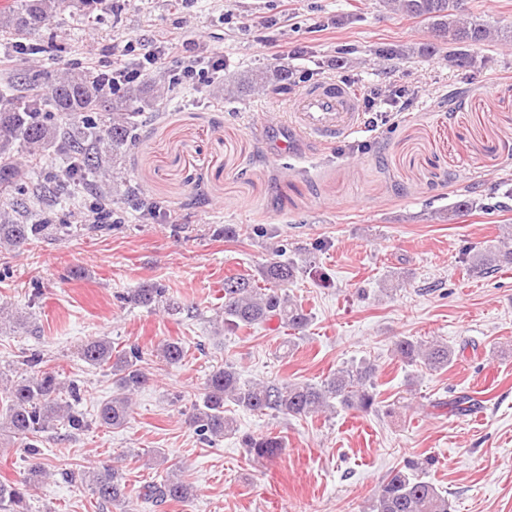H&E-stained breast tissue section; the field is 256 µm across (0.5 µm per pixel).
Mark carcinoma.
Returning a JSON list of instances; mask_svg holds the SVG:
<instances>
[{
  "instance_id": "1",
  "label": "carcinoma",
  "mask_w": 512,
  "mask_h": 512,
  "mask_svg": "<svg viewBox=\"0 0 512 512\" xmlns=\"http://www.w3.org/2000/svg\"><path fill=\"white\" fill-rule=\"evenodd\" d=\"M395 12L426 22L437 37L451 39L448 61L458 67L476 63L471 50L488 42L512 43V29L505 30L488 20H469L459 13L460 0H383ZM59 0H14L5 11L6 23L17 32H27L51 24ZM140 113L128 110L112 100V91L95 75L79 70L63 74L47 71L40 83L6 82L0 84V196L18 215L35 205L30 196L33 176L29 168L17 163L15 152L62 153L70 159L69 170L60 181L42 179L44 191L69 198L79 192L97 191L95 178L111 172L123 153L136 144ZM103 206L129 205L146 208L131 188L115 189L111 198H95ZM51 228L49 224H0V245L20 249ZM503 265H512V241L492 250H478L469 256L468 270L487 274ZM300 267L293 262L273 260L258 275L224 278V329L235 331L275 320L285 329L302 330L309 316L288 294ZM168 300L167 290L146 284L125 297L138 306L152 307ZM395 353L407 366L419 363L433 371L446 370L454 362L456 350L438 340L404 337L396 341ZM80 355L91 366H106L112 372L116 392L98 409V422L120 428L130 416L129 395L147 381L143 371V352L133 346L127 350L112 348V341L101 338L84 345ZM186 348L177 339L161 342L156 357L168 365L180 363ZM376 369L363 361L345 366L327 375L317 384L297 382H243L231 364L212 371L202 396L183 411L186 423L200 439L210 442L234 431L224 415L228 402L254 413L274 412L292 417H308L324 409L338 407L368 412L376 404ZM78 385L60 375L43 372L10 387L0 408L5 410L13 434L27 439V453L33 459L18 482L0 481V512H28L29 489L42 481L46 470L39 461L38 437L63 423L72 430L84 427L82 416L62 401L63 392L77 396ZM243 445L258 459L279 457L286 444L279 435L246 436ZM419 464L410 462L392 471L377 490L370 512H452L448 495L423 479ZM81 480L102 504L117 505L125 499L126 486L118 466L103 464L81 473ZM195 495L192 484L169 472L158 482L143 486V496L155 502L186 503Z\"/></svg>"
}]
</instances>
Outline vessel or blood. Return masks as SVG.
<instances>
[{
    "label": "vessel or blood",
    "instance_id": "b4317fda",
    "mask_svg": "<svg viewBox=\"0 0 512 512\" xmlns=\"http://www.w3.org/2000/svg\"><path fill=\"white\" fill-rule=\"evenodd\" d=\"M297 116L304 135L324 141L351 135L360 119L350 91L337 82H324L306 91L297 104Z\"/></svg>",
    "mask_w": 512,
    "mask_h": 512
}]
</instances>
